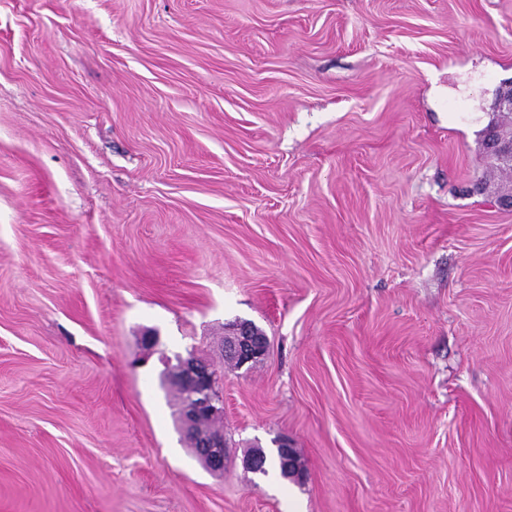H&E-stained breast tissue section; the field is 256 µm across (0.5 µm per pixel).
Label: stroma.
<instances>
[{"label":"stroma","mask_w":512,"mask_h":512,"mask_svg":"<svg viewBox=\"0 0 512 512\" xmlns=\"http://www.w3.org/2000/svg\"><path fill=\"white\" fill-rule=\"evenodd\" d=\"M511 84L512 0H0V512H512ZM492 124L486 130L484 147L498 162L512 166V122ZM230 343L226 354L233 357L242 368L257 363L268 351V339L255 325L247 321H236L230 326ZM171 372L186 388L180 407V422L185 437L199 443L201 457L209 469L223 471L224 434L218 430L208 433L201 430L204 417L212 423L224 417V396L215 384V372L209 364L191 353L187 357L178 355L177 364Z\"/></svg>","instance_id":"obj_1"}]
</instances>
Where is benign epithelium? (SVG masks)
<instances>
[{
	"mask_svg": "<svg viewBox=\"0 0 512 512\" xmlns=\"http://www.w3.org/2000/svg\"><path fill=\"white\" fill-rule=\"evenodd\" d=\"M484 147L498 162L512 166V122H508L506 127L500 124L489 126ZM228 339L226 354L241 367L259 362L267 354V336L250 322H234L230 326ZM171 372L186 388L180 407V422L185 437L199 444L201 457L209 469L224 470V434L218 430L208 433L201 430L203 418L215 423L224 417V396L215 384L209 364L192 354L186 357L180 355Z\"/></svg>",
	"mask_w": 512,
	"mask_h": 512,
	"instance_id": "1",
	"label": "benign epithelium"
}]
</instances>
